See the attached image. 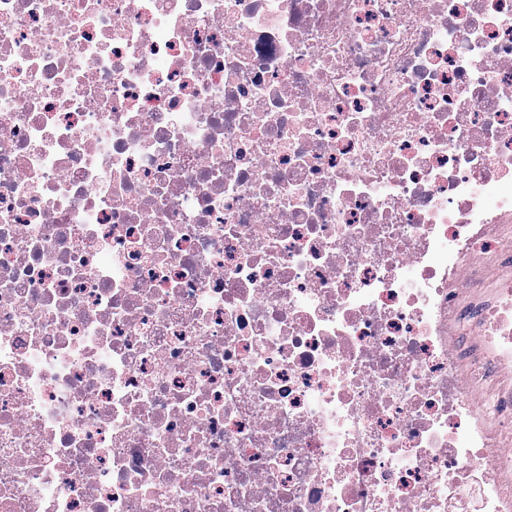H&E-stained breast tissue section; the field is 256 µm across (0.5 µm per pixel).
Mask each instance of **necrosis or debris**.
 Masks as SVG:
<instances>
[{"instance_id": "obj_1", "label": "necrosis or debris", "mask_w": 512, "mask_h": 512, "mask_svg": "<svg viewBox=\"0 0 512 512\" xmlns=\"http://www.w3.org/2000/svg\"><path fill=\"white\" fill-rule=\"evenodd\" d=\"M0 512H512V0H0Z\"/></svg>"}]
</instances>
